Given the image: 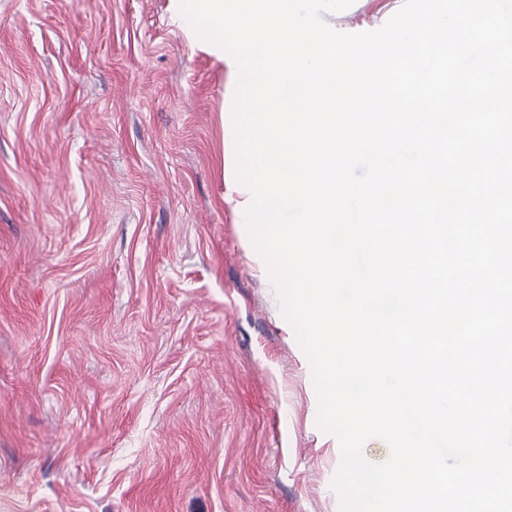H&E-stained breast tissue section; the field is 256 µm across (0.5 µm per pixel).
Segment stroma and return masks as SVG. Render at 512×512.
Instances as JSON below:
<instances>
[{
    "label": "stroma",
    "mask_w": 512,
    "mask_h": 512,
    "mask_svg": "<svg viewBox=\"0 0 512 512\" xmlns=\"http://www.w3.org/2000/svg\"><path fill=\"white\" fill-rule=\"evenodd\" d=\"M234 94L169 0H0V512H339V439L224 199Z\"/></svg>",
    "instance_id": "1"
}]
</instances>
